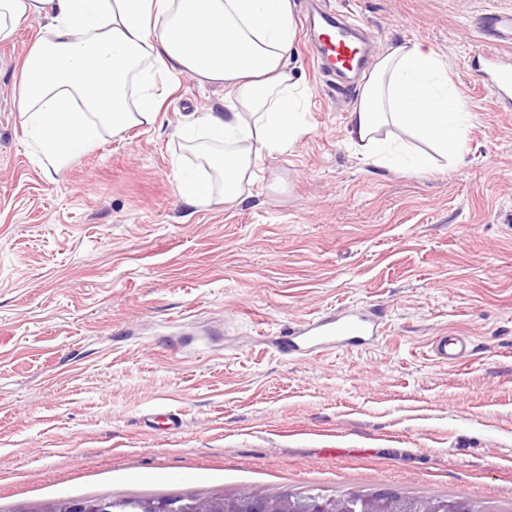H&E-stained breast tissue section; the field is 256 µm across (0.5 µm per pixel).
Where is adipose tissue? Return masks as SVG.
<instances>
[{"mask_svg":"<svg viewBox=\"0 0 512 512\" xmlns=\"http://www.w3.org/2000/svg\"><path fill=\"white\" fill-rule=\"evenodd\" d=\"M294 0H0V43L36 21L42 35L24 58L17 112L53 170L103 134L152 127L159 89L179 74L224 86V109L189 124L199 139L237 143L207 156L225 201L265 154L287 150L307 131V91L289 69ZM467 106L446 63L421 42L379 54L347 116L367 157L411 153L413 172L465 146ZM401 132L403 141L389 140ZM431 153L413 152V142Z\"/></svg>","mask_w":512,"mask_h":512,"instance_id":"1","label":"adipose tissue"}]
</instances>
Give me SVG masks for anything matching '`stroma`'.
<instances>
[{
    "label": "stroma",
    "mask_w": 512,
    "mask_h": 512,
    "mask_svg": "<svg viewBox=\"0 0 512 512\" xmlns=\"http://www.w3.org/2000/svg\"><path fill=\"white\" fill-rule=\"evenodd\" d=\"M374 53L430 46L471 113L461 158L414 174L350 142L361 86L291 53L307 132L243 203L191 207L179 76L157 123L47 174L14 87L38 22L0 43V512L61 497L310 487L465 495L512 512V110L474 75L478 19L512 0H331ZM356 306L379 341L283 353L289 328ZM444 336L468 356L433 353ZM171 412L178 431L147 427Z\"/></svg>",
    "instance_id": "obj_1"
}]
</instances>
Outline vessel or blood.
<instances>
[{
	"label": "vessel or blood",
	"mask_w": 512,
	"mask_h": 512,
	"mask_svg": "<svg viewBox=\"0 0 512 512\" xmlns=\"http://www.w3.org/2000/svg\"><path fill=\"white\" fill-rule=\"evenodd\" d=\"M307 48L315 70L324 77L344 78L361 74L368 65V52L359 39L361 25L324 8L308 13L305 20ZM480 27L489 37L480 71L483 83L499 102L512 104V59L499 55V43H512V11L481 16ZM378 322L365 312L349 310L336 318L315 317L303 328L289 331L285 349L291 355L332 352L374 339Z\"/></svg>",
	"instance_id": "obj_1"
}]
</instances>
